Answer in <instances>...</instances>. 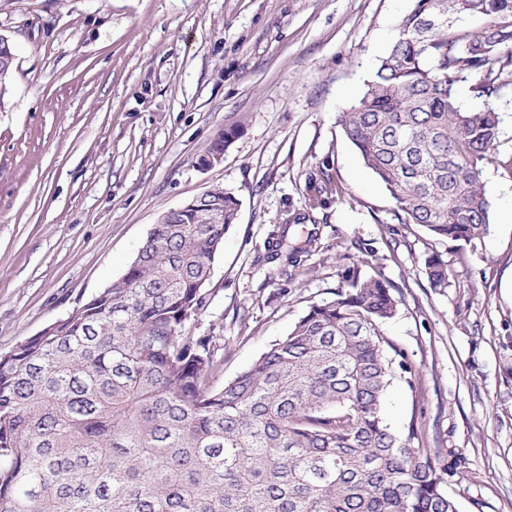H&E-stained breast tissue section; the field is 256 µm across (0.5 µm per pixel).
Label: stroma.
Listing matches in <instances>:
<instances>
[{
    "mask_svg": "<svg viewBox=\"0 0 512 512\" xmlns=\"http://www.w3.org/2000/svg\"><path fill=\"white\" fill-rule=\"evenodd\" d=\"M412 0H0L15 69L0 111V353L120 278L165 212L224 187L238 220L199 319L227 382L331 298L341 273L392 283L384 326L414 368L383 415L455 466L458 512H512V85L483 170L488 233L458 247L399 223L338 119ZM237 136L200 168L220 131ZM323 203L309 209L311 189ZM284 237L296 263L271 260ZM440 255L448 286L431 288ZM425 271L432 288H447L446 264L439 255L435 254L427 258Z\"/></svg>",
    "mask_w": 512,
    "mask_h": 512,
    "instance_id": "35a3bbf8",
    "label": "stroma"
}]
</instances>
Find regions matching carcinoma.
<instances>
[{
  "mask_svg": "<svg viewBox=\"0 0 512 512\" xmlns=\"http://www.w3.org/2000/svg\"><path fill=\"white\" fill-rule=\"evenodd\" d=\"M400 33L339 125L398 221L472 246L488 233L481 180L500 115L462 107L512 82V0H412ZM487 19L478 33L457 16ZM15 66L0 36V99ZM222 204L214 214L210 205ZM239 200L222 187L171 210L124 275L52 330L0 354V512H458L454 468L383 417L411 366L384 336L395 287L348 267L334 297L223 385L197 332ZM425 271L447 287L435 254Z\"/></svg>",
  "mask_w": 512,
  "mask_h": 512,
  "instance_id": "cac0c4a2",
  "label": "carcinoma"
}]
</instances>
